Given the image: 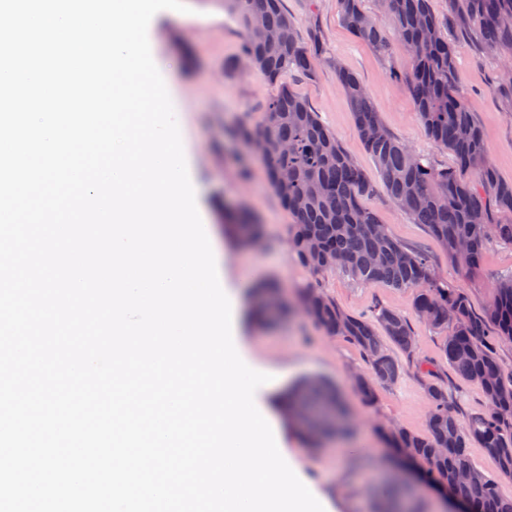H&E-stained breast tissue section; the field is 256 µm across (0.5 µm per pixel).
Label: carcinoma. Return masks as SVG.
I'll return each instance as SVG.
<instances>
[{
	"label": "carcinoma",
	"instance_id": "cac0c4a2",
	"mask_svg": "<svg viewBox=\"0 0 512 512\" xmlns=\"http://www.w3.org/2000/svg\"><path fill=\"white\" fill-rule=\"evenodd\" d=\"M247 30L240 61L261 71L276 92L259 119L239 117L230 136L234 158L244 165L259 152L270 187L294 218L290 248L296 259L319 274L339 269L368 285L415 289L414 310L433 327L448 330L443 353L463 378L481 386L487 410L459 421L448 405V390L429 382L430 410L426 433L401 429L384 433L388 447L420 479L450 491L456 476L468 474L464 492L467 512H512V498L498 488L501 477L512 478V367L498 358L502 343H512V275L497 281L491 302L480 318L467 294L442 283L427 257L392 239L376 213L363 204L373 186L360 173L336 136L307 101L282 81L287 72L307 75L317 36L301 41L295 23L280 0H232ZM342 23L380 53L389 49L386 33L366 15L361 0H338ZM394 30L411 57L410 89L418 118L435 144L455 159L452 170H435L414 155L379 122L359 78L336 66V79L350 101L356 128L376 160L386 193L415 224L425 225L455 265L474 270L487 242L495 237L512 243V224L493 222V211L512 213V183L497 176L482 131L464 102L452 93L457 79L455 49L443 36L429 0H384ZM448 19L477 33L492 53H512V0H448ZM282 34L279 43L268 33ZM228 232L248 247L262 239L261 225L248 208L227 209ZM301 313L331 336H342L367 356L370 375H357L354 386L370 404L376 391L398 380L402 366L386 351L382 337L402 352L414 351L416 339L406 318L380 307L373 319L341 311L315 286L302 291ZM497 328L485 335L484 322ZM282 407L305 436L320 441L345 428L344 410L336 389L303 380L282 398ZM477 444L495 472L473 466L468 448ZM381 512H405L406 488L392 484L378 489Z\"/></svg>",
	"mask_w": 512,
	"mask_h": 512
}]
</instances>
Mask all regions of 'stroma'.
<instances>
[{
    "mask_svg": "<svg viewBox=\"0 0 512 512\" xmlns=\"http://www.w3.org/2000/svg\"><path fill=\"white\" fill-rule=\"evenodd\" d=\"M185 2L188 12L163 10L152 18L151 53L155 62L175 63L172 70L162 74L168 89L184 83L207 88L206 95L181 113L179 128L186 153H194L201 145L209 151L206 164H193L192 169L203 180L198 201L226 255L227 278L244 294L250 292L255 281H274L293 301L301 289L318 281L327 296L351 315H367L374 307L383 306L406 316L413 326L415 352L409 356L389 346V353L394 354L403 372L396 383L379 388L374 403L368 405L351 384L352 376L367 371L368 363L361 351L344 338L327 335L301 316L267 327L254 325L246 315L240 322V339L256 349L278 379L261 396L268 408H275L277 397L304 377H317L335 386L350 421L349 436L326 440L315 448L286 425L282 442L296 465L314 481L317 491L331 501L334 512H378L369 488L381 481L380 469L389 456L384 429L394 426L415 434L426 430L429 401L419 363H433L434 375L447 387L448 401L460 418L484 411L485 395L479 385L459 376L449 365L443 354L447 332L419 319L413 309L412 289L368 286L337 271L317 275L292 257V215L271 190L260 159L252 158L248 174H241L232 158L233 145L224 138L226 127L242 113L260 111L275 89L259 70L236 67L246 30L227 0H212L208 5L198 0ZM283 7L294 20L299 36L315 29L322 43L321 53L311 58L310 76L288 73L284 80L308 101L374 185L375 191L364 198V205L376 212L395 241L423 250L442 277L467 293L472 308L483 311L497 280L512 274V245L490 243L480 267L472 272L452 264L428 228L412 223L386 194L381 171L365 149L350 103L336 82L332 64L337 61L359 77L389 133L436 167L453 166L452 154L433 143L417 117L405 76L408 52L392 36L389 15L379 0H362L363 10L391 34L389 52L383 56L344 26L337 0H283ZM431 9L446 24L448 0H431ZM187 27L209 30L212 37L200 43L189 42L182 35ZM444 35L457 50L454 91L480 126L499 179L512 183V112L507 111L495 88L506 59L501 54H488L473 36L462 35L458 28L446 24ZM242 201L249 203L264 226L266 237L260 249H241L224 232L225 206Z\"/></svg>",
    "mask_w": 512,
    "mask_h": 512,
    "instance_id": "35a3bbf8",
    "label": "stroma"
}]
</instances>
